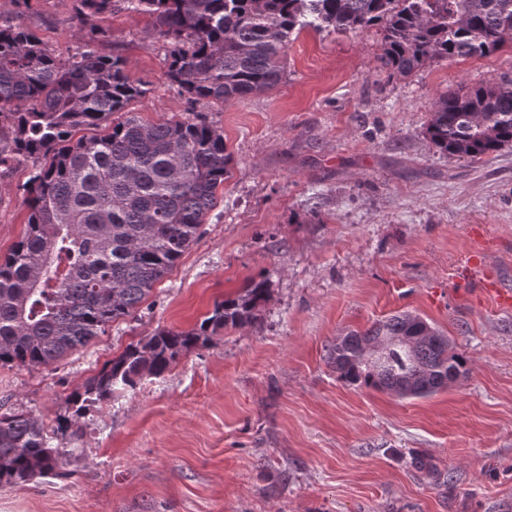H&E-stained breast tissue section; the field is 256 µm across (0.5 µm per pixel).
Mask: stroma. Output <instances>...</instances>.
I'll list each match as a JSON object with an SVG mask.
<instances>
[{"label": "stroma", "mask_w": 512, "mask_h": 512, "mask_svg": "<svg viewBox=\"0 0 512 512\" xmlns=\"http://www.w3.org/2000/svg\"><path fill=\"white\" fill-rule=\"evenodd\" d=\"M22 20L59 53L78 43L74 0H30ZM99 27L97 50L148 90L131 111L196 113L223 131L231 174L131 316L53 365L0 366V413L55 428L128 344L193 328L253 280L270 297L253 324L89 409L78 434L53 441L71 451L66 475L0 488V512H512V310L458 282L478 251L512 285V147L458 160L426 137L440 95L512 79V50L391 79L379 28H306L282 83L193 106L148 15L117 7ZM29 176L0 167V256L24 232ZM404 311L444 332L467 374L421 399L338 381L327 346ZM416 452L441 483L411 467Z\"/></svg>", "instance_id": "1"}]
</instances>
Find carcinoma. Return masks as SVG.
<instances>
[{"label":"carcinoma","instance_id":"obj_1","mask_svg":"<svg viewBox=\"0 0 512 512\" xmlns=\"http://www.w3.org/2000/svg\"><path fill=\"white\" fill-rule=\"evenodd\" d=\"M101 19L116 3L149 15L170 46L167 75L191 103L241 100L283 80V57L304 28L382 29L381 71L408 77L512 41V0H76ZM127 60L92 41L63 56L19 16L0 22V167L32 162L22 186L26 230L0 257V364L36 368L86 346L131 315L197 238L233 157L224 132L191 118L145 122L126 111L148 89ZM426 137L439 153L480 160L512 146V79L438 98ZM266 281L214 304L188 330L157 329L129 344L68 398L56 432L84 412L161 377L223 329L253 323ZM381 351H376L377 347ZM336 378L391 395L430 396L466 372L436 327L409 312L350 331L327 348ZM65 452L25 412L0 414V486L59 476Z\"/></svg>","mask_w":512,"mask_h":512}]
</instances>
